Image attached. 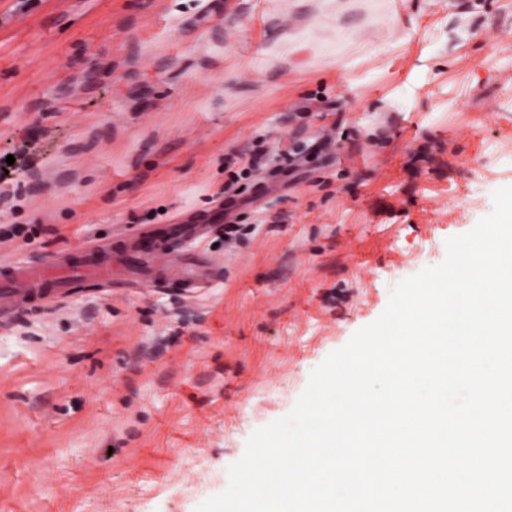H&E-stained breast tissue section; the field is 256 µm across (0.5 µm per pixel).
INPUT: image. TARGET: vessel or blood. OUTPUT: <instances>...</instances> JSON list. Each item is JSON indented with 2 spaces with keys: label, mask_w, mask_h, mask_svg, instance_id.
<instances>
[{
  "label": "vessel or blood",
  "mask_w": 512,
  "mask_h": 512,
  "mask_svg": "<svg viewBox=\"0 0 512 512\" xmlns=\"http://www.w3.org/2000/svg\"><path fill=\"white\" fill-rule=\"evenodd\" d=\"M141 269L142 280L160 285L174 280L185 290L208 287L215 272L210 261L194 263L167 256L148 234L128 243L120 252L83 248L57 252L49 263L13 262L0 266V318L34 311L63 293L87 285L112 284L117 273Z\"/></svg>",
  "instance_id": "obj_1"
}]
</instances>
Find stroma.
<instances>
[{"label":"stroma","mask_w":512,"mask_h":512,"mask_svg":"<svg viewBox=\"0 0 512 512\" xmlns=\"http://www.w3.org/2000/svg\"><path fill=\"white\" fill-rule=\"evenodd\" d=\"M257 145L303 158L242 176ZM503 186L512 0H0V263L244 227L200 244L196 295L0 321V512H195Z\"/></svg>","instance_id":"1"}]
</instances>
